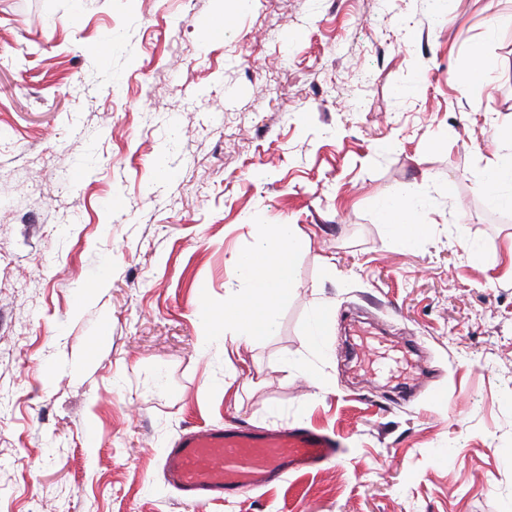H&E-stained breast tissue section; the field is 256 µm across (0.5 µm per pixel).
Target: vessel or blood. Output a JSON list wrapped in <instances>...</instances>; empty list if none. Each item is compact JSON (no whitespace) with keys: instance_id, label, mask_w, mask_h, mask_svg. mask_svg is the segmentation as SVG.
Returning <instances> with one entry per match:
<instances>
[{"instance_id":"b4317fda","label":"vessel or blood","mask_w":512,"mask_h":512,"mask_svg":"<svg viewBox=\"0 0 512 512\" xmlns=\"http://www.w3.org/2000/svg\"><path fill=\"white\" fill-rule=\"evenodd\" d=\"M340 455L335 436L306 426L228 423L187 429L167 454L163 475L190 501L224 500L286 473L335 463Z\"/></svg>"}]
</instances>
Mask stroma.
<instances>
[{
    "mask_svg": "<svg viewBox=\"0 0 512 512\" xmlns=\"http://www.w3.org/2000/svg\"><path fill=\"white\" fill-rule=\"evenodd\" d=\"M511 129L512 0H0V512H512V208L479 188ZM283 223L271 333L201 347ZM358 317L399 362L356 369ZM231 420L341 459L185 500L164 456ZM472 54L474 59L471 65L459 73L458 79L468 87L482 86L489 77L491 64L479 49L473 48ZM414 197L408 190L393 196L384 211L385 222L393 234L406 242H413L420 235V224H414Z\"/></svg>",
    "mask_w": 512,
    "mask_h": 512,
    "instance_id": "stroma-1",
    "label": "stroma"
}]
</instances>
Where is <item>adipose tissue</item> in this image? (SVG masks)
<instances>
[{"instance_id":"obj_1","label":"adipose tissue","mask_w":512,"mask_h":512,"mask_svg":"<svg viewBox=\"0 0 512 512\" xmlns=\"http://www.w3.org/2000/svg\"><path fill=\"white\" fill-rule=\"evenodd\" d=\"M414 197L403 190L393 196L384 212L391 232L406 242L420 234L413 219ZM299 237L294 225L279 224L259 233L250 253L238 260L245 293H228L221 310L211 313L214 333L225 334L239 344L266 335L274 325L278 307L295 277L294 257Z\"/></svg>"}]
</instances>
